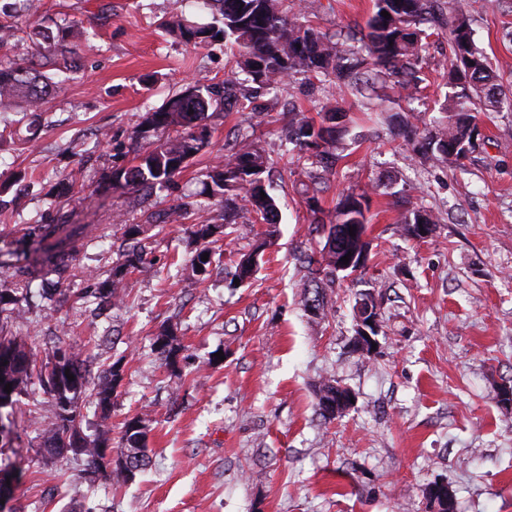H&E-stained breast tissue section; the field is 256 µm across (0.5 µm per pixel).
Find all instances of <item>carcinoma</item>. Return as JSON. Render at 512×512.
<instances>
[{
    "label": "carcinoma",
    "mask_w": 512,
    "mask_h": 512,
    "mask_svg": "<svg viewBox=\"0 0 512 512\" xmlns=\"http://www.w3.org/2000/svg\"><path fill=\"white\" fill-rule=\"evenodd\" d=\"M206 3L218 13V24L198 26L181 15L164 26L179 33L188 44L222 37L230 51L228 73L219 82L199 79L191 90L175 94L162 107L147 113L143 125L156 132V140L139 147L134 164L117 168L105 177V183L115 191L161 193L175 189L182 170L175 169L174 163L198 155L209 145L208 112L224 111L251 96L250 90L237 79L240 73L247 75L259 89L277 86L288 79L306 86L311 94L334 93L339 97L349 94L356 98L365 97L375 80L384 75L393 79V84L406 92L407 97H420L423 87L417 73L425 64L421 51L423 39L428 37L421 25L430 18L441 17L448 27V86L452 93L445 107L447 120L422 128L395 114L391 125L406 140L422 137L423 147L435 158L458 166L474 146L471 139L478 135L476 113L498 112L505 105L512 111V94L504 92L488 57L475 46L471 11L464 7L451 8L445 16L442 0H375V11L366 22V32L359 38L343 40L337 34L319 31L311 23L309 13L295 0H206ZM36 10L34 0H8L0 4V17ZM383 11L389 16H382ZM81 37L82 32L71 25L54 30L36 28L29 34L30 58L0 60V112H9L21 103L32 112L41 111L49 88L73 79L78 68L77 40ZM350 112L351 108L338 102L321 107L318 122L301 110L294 113L286 135V142L293 148L281 154L285 164L307 178L301 185L312 217L309 234L325 239L321 249L300 256L306 269L301 293L303 307L315 303L320 318L325 315L326 291L336 284L338 251L369 250L367 194L342 195L336 204V223L329 226L321 217L323 210L318 199L327 176L337 173L339 162L345 158L340 152L342 137L336 136V120H344L343 128H348L352 122ZM275 164L259 139L243 129L236 137L234 150L209 167L200 195L220 205L221 223L191 225L190 236L196 248L190 263L197 276H209L211 267L221 262L214 245L238 231L237 217L241 209L251 214L252 224L277 223L278 207L274 199L269 195L261 198L264 187L256 191L237 184L238 172L242 170L265 182L264 174L270 173ZM189 207L190 204L181 203L150 214L145 224L123 225V234L131 244L114 262L108 277L91 292L98 306L116 308L124 304L126 276L150 262L147 232L153 226L180 221L188 214ZM420 224L432 226L434 221L417 209L405 221L403 230L409 237L419 239ZM341 226L355 228V235L340 234ZM58 230L57 224H30L26 228L25 236L47 243L41 262L31 263L18 254L13 260H0V271L8 275L12 284L8 292L0 291V314L12 313V305L28 293L37 278L47 274L57 276V281L41 297L52 304L67 299L62 279L78 251V239L74 235L59 238ZM248 232L255 233L261 242L256 250L239 257L235 270L227 272L230 288L236 287L234 279L242 284L253 275L257 251L271 244V231L256 233L250 228ZM205 254L208 260L197 267V260ZM173 341L174 333L167 329L154 342L157 352L169 364L174 362L171 355L179 351ZM36 361V346L27 337L12 333L0 336V389L11 384L9 405L17 402V397L34 379L48 386L47 393L54 404L53 419L40 437L41 448L53 456L59 454L71 432L81 430L85 399H92L103 410L111 405L122 380V359L94 377L87 361L74 351L69 353L68 364L74 380L69 382L61 398L57 396L53 378H44L31 368ZM340 388L339 382L328 378L318 389L317 409L328 422L336 419V412L328 410L325 402L336 401ZM147 441L143 417L135 416L124 422L118 448L121 455L130 457L141 470L147 466ZM110 452V430L100 424L94 435L85 437L80 453L86 474L117 484L129 482L122 469L109 466L106 455Z\"/></svg>",
    "instance_id": "carcinoma-1"
}]
</instances>
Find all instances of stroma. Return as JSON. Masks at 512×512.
<instances>
[{
	"instance_id": "obj_1",
	"label": "stroma",
	"mask_w": 512,
	"mask_h": 512,
	"mask_svg": "<svg viewBox=\"0 0 512 512\" xmlns=\"http://www.w3.org/2000/svg\"><path fill=\"white\" fill-rule=\"evenodd\" d=\"M327 33L364 30L373 0H304ZM182 13L211 23L200 0H41L17 28L77 23L80 70L55 89L40 115L0 112V252L24 247L23 230L65 213L85 227L66 280L68 300L38 294L20 300L19 319L0 326L29 334L37 350L72 346L93 372L115 360L123 379L109 422H149L148 469L126 485L89 482L83 463L39 452L53 402L29 384L10 414L16 461L14 512H431L424 489L448 484L455 512H512V408L497 391L512 385V112H482L464 168L425 159L392 138L384 109L391 90L377 80V110L359 116L344 138L345 157L320 193L324 221L340 193L369 198L368 262L337 279L326 318L301 303L297 260L315 242L298 176L277 169L266 181L281 222L258 257L252 280L227 287L223 272L195 282L188 224L217 217L195 210L188 224L150 231L153 263L127 277L126 303L95 309L84 296L89 276L106 278L125 248L127 224L179 204L239 127L252 126L270 154L283 148L291 105L320 109L295 85L259 92L252 109L213 113L210 144L191 159L170 196L142 198L104 187L103 174L133 162L131 135L146 113L200 77L223 79V43L193 47L160 27ZM474 41L492 63L512 65V0H485L472 13ZM427 85L410 107L424 122L440 119L447 88L448 32L425 41ZM436 218L423 240L401 232L410 207ZM378 303L375 349L354 351L358 294ZM172 330L176 367L154 349ZM335 378L354 406L327 422L316 392Z\"/></svg>"
}]
</instances>
